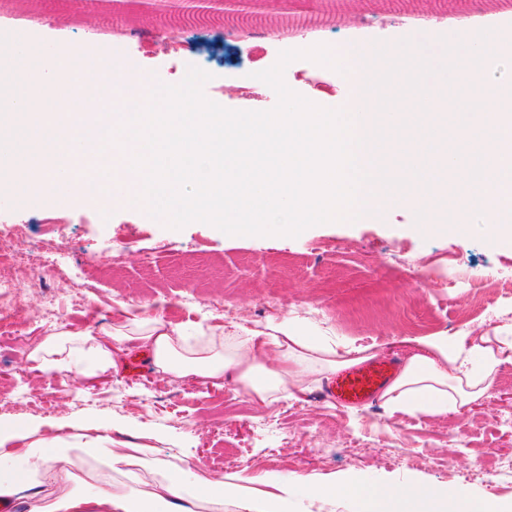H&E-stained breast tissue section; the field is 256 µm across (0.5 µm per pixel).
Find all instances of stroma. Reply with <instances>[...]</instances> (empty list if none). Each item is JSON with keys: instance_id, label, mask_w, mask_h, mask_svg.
<instances>
[{"instance_id": "stroma-1", "label": "stroma", "mask_w": 512, "mask_h": 512, "mask_svg": "<svg viewBox=\"0 0 512 512\" xmlns=\"http://www.w3.org/2000/svg\"><path fill=\"white\" fill-rule=\"evenodd\" d=\"M199 21L184 28L180 57H171L159 36L162 16L151 0H124L135 16L127 38L90 40L83 22L70 17L69 0H43L37 15L47 22L64 16L69 27L50 51L81 45L135 63L167 84L180 83L188 66L210 73L205 95L232 110H268L269 97L251 94L254 72L277 60L278 42L267 27L254 25L246 42L229 26L214 23L221 6L198 0ZM269 39L268 48L256 47ZM311 61L290 63L287 85L318 105L340 108L350 78L328 71L325 83L305 80ZM0 218L31 247H52L60 266L41 272L47 290L19 289L26 308L14 335L0 338V423L36 418L121 424L125 441L147 444L158 458L181 455L202 478L228 473L238 460L242 476L270 481L307 478L329 484L345 478H388L431 487L467 486L476 499L512 504V364L503 365L488 396L459 415L429 417L394 412L375 402L339 406L316 383L300 398L256 407L235 383L172 379L146 366L132 376L137 346L118 353L112 372L78 379L41 376L26 359L46 336L37 318L44 295L66 298L69 290L89 291L86 309L62 307L58 329L96 334L111 329L119 304L161 309L165 320L188 335L220 326L211 312L225 300L255 325L294 319L312 335L349 346H371L379 357L403 362L408 339L442 332H487L512 336V236L490 237L480 218L459 229L422 231L416 212L402 209L385 221L320 224L289 236H229L206 223L176 230L144 211L94 202L46 208L34 198L15 197L0 187ZM429 268L426 277H407ZM455 268L462 281L449 285L439 270ZM391 294L375 312L356 311L352 302L380 281ZM275 419L266 428L262 419Z\"/></svg>"}]
</instances>
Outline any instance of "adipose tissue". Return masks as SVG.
Segmentation results:
<instances>
[{"instance_id": "obj_1", "label": "adipose tissue", "mask_w": 512, "mask_h": 512, "mask_svg": "<svg viewBox=\"0 0 512 512\" xmlns=\"http://www.w3.org/2000/svg\"><path fill=\"white\" fill-rule=\"evenodd\" d=\"M131 342L150 353L158 374L227 379L260 407L294 398L316 376L370 357L363 348L337 351L288 319L261 329L238 326L191 337L144 305L123 312L105 337L60 330L28 358L48 377L100 375L115 367L116 353ZM417 345L381 395L392 411L430 417L464 413L492 388L499 366L512 362V337L444 333L419 338ZM119 433L109 421L77 423L69 433L56 424L0 426V506L8 510L31 499V512H224L229 506L237 512H284L296 490L292 483L267 484L261 475L203 479L188 466L155 458L150 446H130ZM304 489L313 499L343 493L358 512H384L387 502L410 496L450 504L455 512H493L459 486L410 490L349 478L336 486L308 482Z\"/></svg>"}]
</instances>
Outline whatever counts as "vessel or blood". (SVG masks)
Instances as JSON below:
<instances>
[{
	"instance_id": "obj_1",
	"label": "vessel or blood",
	"mask_w": 512,
	"mask_h": 512,
	"mask_svg": "<svg viewBox=\"0 0 512 512\" xmlns=\"http://www.w3.org/2000/svg\"><path fill=\"white\" fill-rule=\"evenodd\" d=\"M395 365L388 360H371L338 371L326 394L343 406H363L376 400L390 381Z\"/></svg>"
}]
</instances>
